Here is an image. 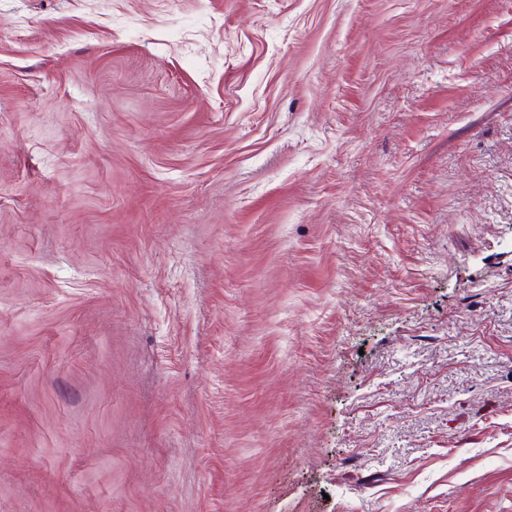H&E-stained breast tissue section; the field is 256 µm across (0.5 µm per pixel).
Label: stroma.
Returning a JSON list of instances; mask_svg holds the SVG:
<instances>
[{"label": "stroma", "mask_w": 512, "mask_h": 512, "mask_svg": "<svg viewBox=\"0 0 512 512\" xmlns=\"http://www.w3.org/2000/svg\"><path fill=\"white\" fill-rule=\"evenodd\" d=\"M0 512H512V0H0Z\"/></svg>", "instance_id": "obj_1"}]
</instances>
